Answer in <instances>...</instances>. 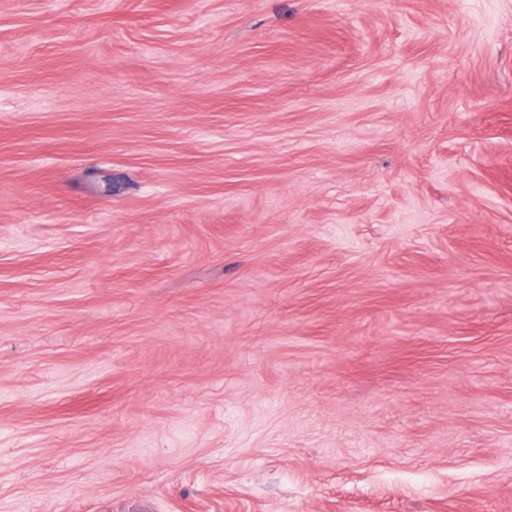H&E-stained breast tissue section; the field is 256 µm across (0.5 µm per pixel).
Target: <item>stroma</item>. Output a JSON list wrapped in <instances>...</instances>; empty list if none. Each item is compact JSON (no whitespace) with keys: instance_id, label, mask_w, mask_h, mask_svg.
Masks as SVG:
<instances>
[{"instance_id":"obj_1","label":"stroma","mask_w":512,"mask_h":512,"mask_svg":"<svg viewBox=\"0 0 512 512\" xmlns=\"http://www.w3.org/2000/svg\"><path fill=\"white\" fill-rule=\"evenodd\" d=\"M0 512H512V0H0Z\"/></svg>"}]
</instances>
